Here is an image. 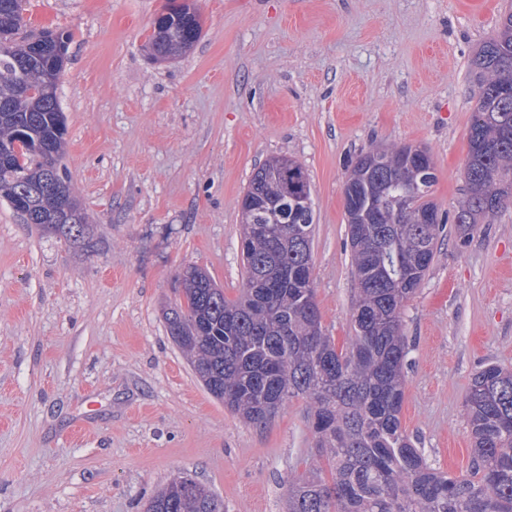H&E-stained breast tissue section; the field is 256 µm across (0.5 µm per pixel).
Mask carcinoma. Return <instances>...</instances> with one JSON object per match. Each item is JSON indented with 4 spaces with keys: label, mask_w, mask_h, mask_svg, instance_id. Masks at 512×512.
<instances>
[{
    "label": "carcinoma",
    "mask_w": 512,
    "mask_h": 512,
    "mask_svg": "<svg viewBox=\"0 0 512 512\" xmlns=\"http://www.w3.org/2000/svg\"><path fill=\"white\" fill-rule=\"evenodd\" d=\"M22 27L21 0H0V184L13 211L73 247L86 244L80 204L60 214L71 183L60 167L67 124L50 55L37 54ZM202 31L185 19L152 20L154 60L178 58ZM473 64L480 86L472 110L465 198L451 212L432 200L431 155L402 147L361 151L344 183L347 246L355 279L352 331L344 346L325 333L309 281L315 211L304 167L275 157L257 167L240 201L244 268L238 295H224L210 273L189 266L182 299L161 310L168 335L203 388L224 408L263 426L289 401H308L315 440L309 467L288 477V512H512V370L489 363L471 379L464 415L473 443L468 477L431 466L402 429L409 345L401 314L418 292L447 224L467 238L512 206V11ZM33 88L25 95L21 88ZM21 139L46 144L39 158L15 155ZM24 191L32 205L17 207ZM429 213L432 221L420 223ZM145 512H224V502L190 475L153 495Z\"/></svg>",
    "instance_id": "carcinoma-1"
}]
</instances>
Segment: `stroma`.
Segmentation results:
<instances>
[{"mask_svg":"<svg viewBox=\"0 0 512 512\" xmlns=\"http://www.w3.org/2000/svg\"><path fill=\"white\" fill-rule=\"evenodd\" d=\"M166 0H26L24 29L71 33L57 90L62 159L84 248L0 200V512H143L173 477L224 512H286L315 442L308 403L266 426L227 411L167 334L183 268L243 283L238 202L285 156L307 171L312 277L327 334L351 333L347 167L372 146L425 145L433 201L466 185L471 60L512 0H196L202 36L148 58ZM412 345L401 422L432 465L468 475L463 401L475 372L512 368V208L467 242L446 229L403 313Z\"/></svg>","mask_w":512,"mask_h":512,"instance_id":"stroma-1","label":"stroma"}]
</instances>
